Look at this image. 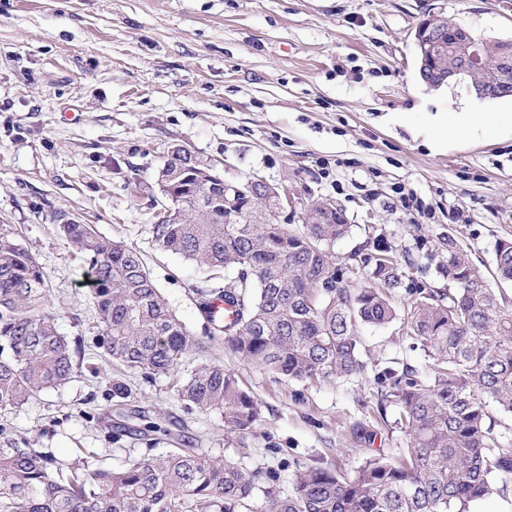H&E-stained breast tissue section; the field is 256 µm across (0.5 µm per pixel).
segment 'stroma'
Here are the masks:
<instances>
[{
	"mask_svg": "<svg viewBox=\"0 0 512 512\" xmlns=\"http://www.w3.org/2000/svg\"><path fill=\"white\" fill-rule=\"evenodd\" d=\"M432 12L490 41L512 38L505 0H0V230L43 267L59 333L86 342L79 375L8 415L36 447L63 457L90 448L103 469L146 451L85 417L106 406L114 370L92 345L88 269L64 221L136 247L191 333L217 332L197 291L223 287L230 272H204L152 233L168 204L156 179L170 146L216 164L225 183L278 188L288 202L273 220L293 231L312 204L336 200L351 231L332 253L347 259L374 235L406 286L447 288L437 265L452 238L493 269L495 243L512 238V98L476 108L465 84L420 81L414 34ZM437 118L450 133L433 144ZM359 336L368 373L315 384L212 343L260 408L247 466L285 477L294 460L321 458L350 473L406 448L395 406L380 412L371 400L372 372L425 355L399 319ZM128 380L127 410L213 454L234 447L216 414L184 412L169 377ZM359 420L371 440L352 438Z\"/></svg>",
	"mask_w": 512,
	"mask_h": 512,
	"instance_id": "35a3bbf8",
	"label": "stroma"
}]
</instances>
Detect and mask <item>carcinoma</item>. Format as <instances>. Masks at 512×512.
<instances>
[{"instance_id": "carcinoma-1", "label": "carcinoma", "mask_w": 512, "mask_h": 512, "mask_svg": "<svg viewBox=\"0 0 512 512\" xmlns=\"http://www.w3.org/2000/svg\"><path fill=\"white\" fill-rule=\"evenodd\" d=\"M434 67H458L452 37L443 33L431 56ZM494 76L458 74L474 95ZM181 171L174 194L210 196L172 224L153 226L159 246L200 269L233 268L222 288L198 290L199 306L224 300L233 317L220 329L224 343L250 365L288 380L349 377L367 370L360 350L361 324L384 326L398 317L394 291L403 270L389 247L376 241L352 260L370 286L351 289L349 269L327 246L345 237L343 209L323 200L302 232L282 224L224 223V189L209 192L198 169L167 152L161 171ZM91 275L95 341L109 360L146 378L173 376L176 398L192 412L220 416L224 433L238 438L230 454L174 447L130 458L117 469L90 466L89 448L61 459L34 448L8 420L0 422V512H470V506L512 490V300L497 295L453 236H448V291L417 288L404 318L412 348L432 359L419 368L393 358L374 374L377 410L398 409L396 423L408 436L407 452L365 458L344 474L319 459L294 462L288 491L275 486L271 468H250L245 439L260 421L257 402L238 377L216 360L176 371L191 354L206 352L169 308L141 253L99 235L89 224L60 225ZM495 273L512 282V240L495 245ZM81 343L57 331L46 277L36 258L11 232L0 233V412L67 383L81 368ZM130 386L112 382L113 406ZM494 403L501 415L489 411ZM111 437H148L156 424L133 427L130 416L112 421V406L88 415Z\"/></svg>"}]
</instances>
